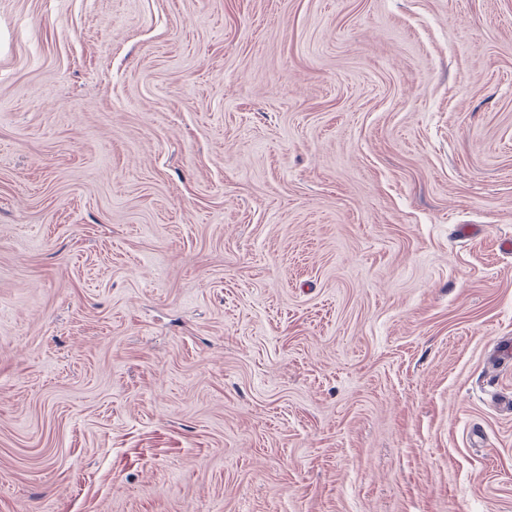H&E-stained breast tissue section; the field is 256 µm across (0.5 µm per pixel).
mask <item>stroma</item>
Returning a JSON list of instances; mask_svg holds the SVG:
<instances>
[{
  "label": "stroma",
  "mask_w": 512,
  "mask_h": 512,
  "mask_svg": "<svg viewBox=\"0 0 512 512\" xmlns=\"http://www.w3.org/2000/svg\"><path fill=\"white\" fill-rule=\"evenodd\" d=\"M512 0H0V512H512Z\"/></svg>",
  "instance_id": "1"
}]
</instances>
